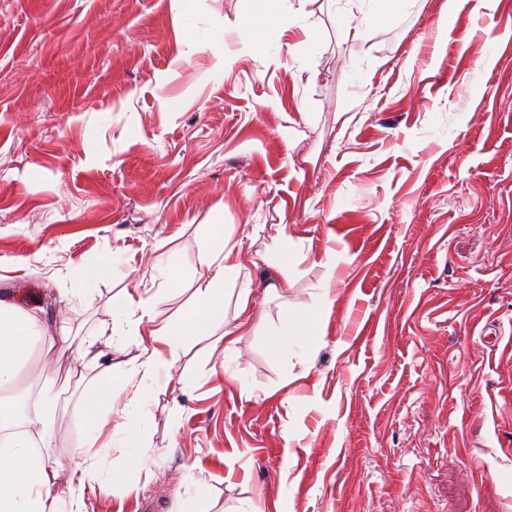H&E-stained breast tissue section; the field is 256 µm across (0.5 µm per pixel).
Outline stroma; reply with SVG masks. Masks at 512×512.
Instances as JSON below:
<instances>
[{"instance_id":"35a3bbf8","label":"stroma","mask_w":512,"mask_h":512,"mask_svg":"<svg viewBox=\"0 0 512 512\" xmlns=\"http://www.w3.org/2000/svg\"><path fill=\"white\" fill-rule=\"evenodd\" d=\"M444 2L0 0V298L113 344L108 385L26 359L53 460L83 399L132 395L125 290L184 324L212 225L237 252L87 512H512V0Z\"/></svg>"}]
</instances>
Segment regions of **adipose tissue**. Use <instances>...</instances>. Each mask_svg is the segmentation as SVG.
<instances>
[{
	"mask_svg": "<svg viewBox=\"0 0 512 512\" xmlns=\"http://www.w3.org/2000/svg\"><path fill=\"white\" fill-rule=\"evenodd\" d=\"M234 251L223 235L212 234L201 251L193 280L197 313L192 326L210 324L216 305L224 298V280L236 270ZM125 314L137 315L132 335H146L151 346L143 347L136 367L143 378H156L161 365L178 358L183 330L172 322L157 323L148 300L125 296L120 303ZM43 344L40 360L52 369L58 353L70 351L79 357L90 354L92 345L74 343L67 332L50 335L43 309L34 305L28 291L16 292L0 301V512H84L85 494L102 475L112 473V446L117 435L142 439L147 416L138 399L118 405L111 394L86 399L74 411L86 423L84 439L75 448L68 466L70 476L61 479L60 464L51 462L50 439L56 426L49 398L38 396L31 407L18 410L15 390L20 384V361L30 341Z\"/></svg>",
	"mask_w": 512,
	"mask_h": 512,
	"instance_id": "1",
	"label": "adipose tissue"
}]
</instances>
